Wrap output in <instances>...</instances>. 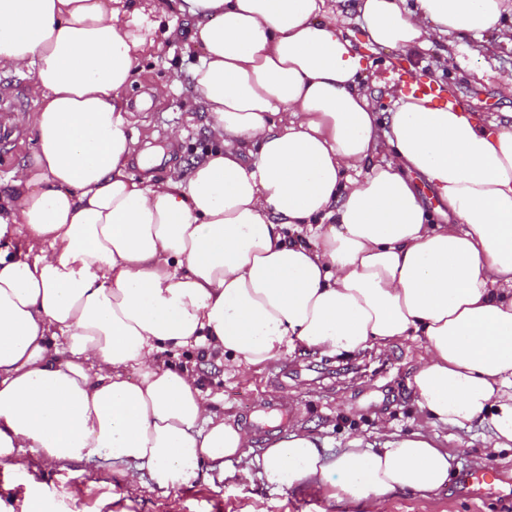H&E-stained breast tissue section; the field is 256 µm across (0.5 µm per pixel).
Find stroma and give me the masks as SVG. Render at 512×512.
I'll list each match as a JSON object with an SVG mask.
<instances>
[{
  "mask_svg": "<svg viewBox=\"0 0 512 512\" xmlns=\"http://www.w3.org/2000/svg\"><path fill=\"white\" fill-rule=\"evenodd\" d=\"M455 44V53L448 57L437 48L414 60L401 53L393 57L380 52L378 67L367 81L368 91L376 92L382 83H396L397 70L415 66L425 75H439L451 97L473 112L493 116L511 111L512 96L503 94L500 85L512 80V44L493 32L480 40L463 36ZM474 49L490 68L480 78L463 73L462 65ZM199 57V50H186L184 40L178 39L163 42L151 57L142 59L126 91L133 113L129 136L136 153L149 162L145 168L139 162L131 163L135 176L161 180L172 169L188 171L212 147L207 135L211 118L196 105L191 80ZM28 84V76L0 72V191L35 145V132L28 121L35 105ZM162 84L169 87L167 96L155 97L154 87ZM174 127L184 132L177 142L169 137ZM422 352L421 339L409 338L381 354L366 351L321 358L296 351L246 372L229 360L202 358L199 349L191 347L161 353L158 362L167 367L192 365L200 386L213 398L214 409L244 420L256 447L300 426L335 451L353 436L374 438L379 414L388 418L392 431H415L420 413L408 380ZM431 431L457 454L447 488L427 495H398L383 512H512V450L485 458L489 424L463 429L435 425ZM234 469L233 477L204 473L166 495L145 474L130 493L125 488L124 466L106 458L61 463L34 454L23 474L0 464V512H9L31 487L45 495L51 512H362L360 505L330 499L316 486L287 491L266 488L248 461L236 463ZM488 469L500 474L498 489L480 498L463 495L462 476Z\"/></svg>",
  "mask_w": 512,
  "mask_h": 512,
  "instance_id": "1",
  "label": "stroma"
}]
</instances>
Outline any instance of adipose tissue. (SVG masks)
<instances>
[{"instance_id":"adipose-tissue-1","label":"adipose tissue","mask_w":512,"mask_h":512,"mask_svg":"<svg viewBox=\"0 0 512 512\" xmlns=\"http://www.w3.org/2000/svg\"><path fill=\"white\" fill-rule=\"evenodd\" d=\"M340 2L179 0L220 145L155 181L129 169L123 93L176 29L148 0H0V70L30 75L37 136L0 192L1 463L106 455L128 490L145 471L165 492L250 456L265 487L381 512L447 486L456 456L427 423L486 422L491 451L512 447V111L394 89L382 119L364 84L369 51L483 37L512 0H356L362 42ZM411 336L425 427L335 453L297 429L250 454L196 373L157 363L192 344L248 369Z\"/></svg>"}]
</instances>
